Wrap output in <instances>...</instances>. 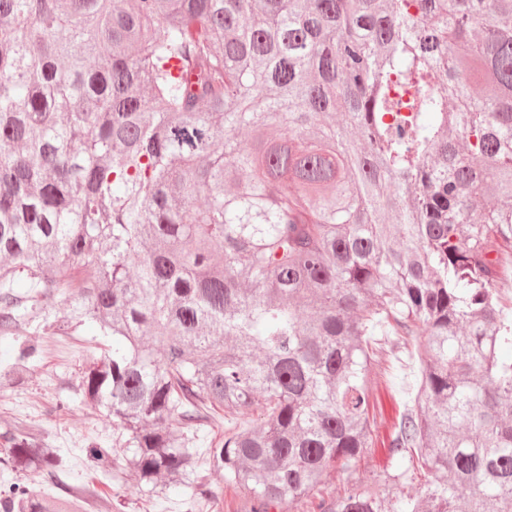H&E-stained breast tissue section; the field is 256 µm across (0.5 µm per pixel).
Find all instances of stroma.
<instances>
[{
	"instance_id": "1",
	"label": "stroma",
	"mask_w": 512,
	"mask_h": 512,
	"mask_svg": "<svg viewBox=\"0 0 512 512\" xmlns=\"http://www.w3.org/2000/svg\"><path fill=\"white\" fill-rule=\"evenodd\" d=\"M103 343L93 323L59 336L21 322L11 335L0 336V370L23 346L35 344L42 349L22 384L0 388V433L24 425L39 433L49 447L60 449L67 459L64 470L42 474L0 464V484L19 483L36 492L54 493L64 483L83 496L87 512H106L115 500L122 503V512H199L196 500L183 487L171 485L160 496L150 497L140 491L130 474L101 467L92 458V445L108 448L117 437L111 417L86 407L78 395L82 372L100 355ZM396 466V461L375 451L361 459L352 475L324 476L320 489L332 492L349 479L367 484L377 473Z\"/></svg>"
}]
</instances>
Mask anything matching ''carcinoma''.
Instances as JSON below:
<instances>
[{
	"label": "carcinoma",
	"instance_id": "obj_1",
	"mask_svg": "<svg viewBox=\"0 0 512 512\" xmlns=\"http://www.w3.org/2000/svg\"><path fill=\"white\" fill-rule=\"evenodd\" d=\"M487 193L512 198V0H0V334L98 324L80 390L123 440L91 455L200 512L201 466L239 512H512ZM381 382L403 470L320 492L373 448ZM0 438L14 469L61 461ZM0 512L84 508L11 484ZM199 472L200 475L205 476V482L208 483L210 487L223 491L224 503L226 505L232 504L235 506V504L241 501L244 493L233 486H227L226 484H224L222 475L214 471L200 470Z\"/></svg>",
	"mask_w": 512,
	"mask_h": 512
}]
</instances>
